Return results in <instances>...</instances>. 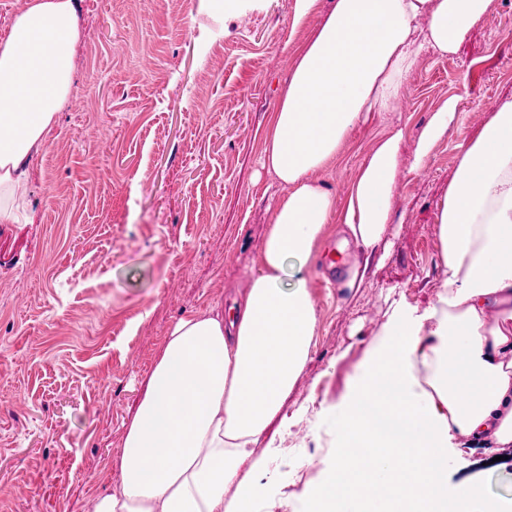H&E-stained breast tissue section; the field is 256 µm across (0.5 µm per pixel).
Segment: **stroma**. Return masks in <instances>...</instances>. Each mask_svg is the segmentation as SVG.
Segmentation results:
<instances>
[{"mask_svg":"<svg viewBox=\"0 0 512 512\" xmlns=\"http://www.w3.org/2000/svg\"><path fill=\"white\" fill-rule=\"evenodd\" d=\"M295 0L224 17L199 0H82L83 40L58 127L32 159L30 224H0V512H87L119 472L125 428L172 324L222 310L257 270L275 201L264 139L298 52L336 0L302 23ZM463 118L414 168L419 136L448 97ZM512 101V4L497 0L456 53L421 51L393 112L371 113L320 174L344 207L376 142L401 132L383 254L360 287H323L341 239L328 225L308 286L310 357L284 404L287 465L272 466L261 512H300L328 473L334 430L316 416L360 374L393 300L437 292L438 215L458 156ZM512 500V458L449 454L447 491Z\"/></svg>","mask_w":512,"mask_h":512,"instance_id":"1","label":"stroma"}]
</instances>
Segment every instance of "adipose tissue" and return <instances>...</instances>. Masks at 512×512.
<instances>
[{
    "mask_svg": "<svg viewBox=\"0 0 512 512\" xmlns=\"http://www.w3.org/2000/svg\"><path fill=\"white\" fill-rule=\"evenodd\" d=\"M494 0H336L296 59L265 136L262 165L288 186L259 265L228 314L176 320L126 426L119 476L89 512H259L281 411L306 364L316 309L304 270L336 196L320 172L369 113L392 112L419 45L456 52ZM80 0H25L0 41V224H29L31 162L66 104L82 39ZM433 112L414 155L458 121ZM400 133L353 180L341 248L373 255L391 221ZM444 274L433 302L396 303L351 392L319 415L336 432L329 476L307 512H512L473 486L438 488L451 448L512 447V102L461 152L439 214ZM278 432H270L271 423ZM264 446L265 456L254 453Z\"/></svg>",
    "mask_w": 512,
    "mask_h": 512,
    "instance_id": "obj_1",
    "label": "adipose tissue"
}]
</instances>
